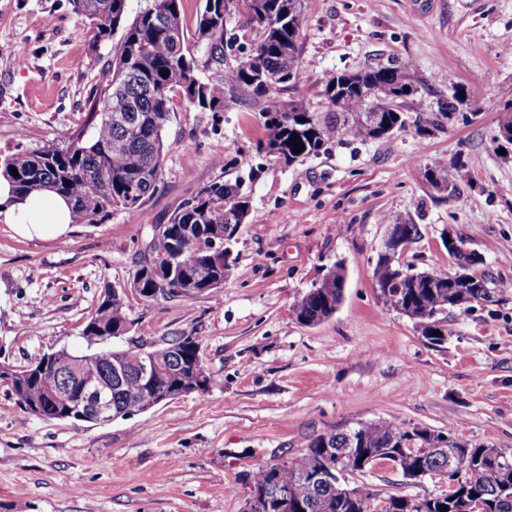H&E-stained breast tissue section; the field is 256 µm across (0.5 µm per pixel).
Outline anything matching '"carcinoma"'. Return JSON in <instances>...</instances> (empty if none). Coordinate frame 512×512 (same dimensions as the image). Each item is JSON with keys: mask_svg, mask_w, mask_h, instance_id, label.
<instances>
[{"mask_svg": "<svg viewBox=\"0 0 512 512\" xmlns=\"http://www.w3.org/2000/svg\"><path fill=\"white\" fill-rule=\"evenodd\" d=\"M246 12L244 28L259 34L255 47L236 60L226 74L203 78L201 69L212 58L224 57V23L232 0H204L196 23V43L203 49L197 56L186 46L182 0H147L131 23H126L127 0H71L73 10L83 16L93 31V45L121 36L115 53L104 63L105 82L95 88L88 123L61 142L25 148L3 163V176L10 181L20 200L33 192L48 189L71 206L72 223L94 224L112 215L118 208L140 207L155 190L160 179L164 152L163 133L173 112V96L201 112H222L228 87H244L258 97L268 94L266 81L288 83L301 65V0H243ZM168 76H163V73ZM324 90L331 103L341 100L336 113L343 118L344 129L360 139L382 136L379 126L369 120L372 111L383 109L381 120L388 131L405 129L406 121L398 110V100L418 92L411 65L380 67L355 74L340 72L325 80ZM267 130L269 154L287 164L318 154L320 145L333 138L336 126L320 121L295 100L269 99L262 111ZM304 146L293 152L291 137ZM17 174H12V169ZM250 204L244 200L239 183L213 182L175 211L166 224L152 226L143 245L144 260L132 275V285L147 290L165 279L163 264L154 257L162 246L180 255L186 277L195 293L186 301L201 297L215 299L230 275L232 261L224 254L194 249V242L207 240L214 232H227L233 239L244 223ZM400 236L415 241L420 227L387 218ZM343 269L335 265L318 286L293 306V315L303 325H315L336 310L337 281ZM374 282L389 288L384 304L409 318L420 319L422 336L431 341L448 333L443 320L433 317L436 310L468 309L481 299L490 300V288L481 276L470 275L464 288L447 285L439 288L419 279L417 283L398 279V267L378 260L373 269ZM128 305L117 294L102 297L82 330L84 336L118 337L130 328ZM168 351L160 362L157 387L166 391L190 390L200 379L210 375L200 355L187 338L172 336ZM142 355L130 348L102 349L96 357L76 365L77 383L87 387L112 384V407L133 415L150 407L154 392L141 380ZM125 367L123 377L115 380L112 364ZM59 378L56 372H32L13 383L39 405L42 416L56 420L83 421L77 410L50 395ZM421 437L422 447L405 453L398 443ZM368 459L398 457L399 472L414 482V477L429 470H441L446 455L435 441L418 430L398 423L384 422L357 429ZM472 475L459 491L478 494L490 502L488 512H512V489L502 492V485L512 486V453L504 456L494 445L469 446ZM324 459L321 436L309 440L306 449L292 460L259 467L252 476L253 486L246 512H374L369 502L350 497L341 484H328L309 498L301 492L303 475ZM402 505L395 512H454L443 510L448 499L440 494L423 496L392 495Z\"/></svg>", "mask_w": 512, "mask_h": 512, "instance_id": "cac0c4a2", "label": "carcinoma"}]
</instances>
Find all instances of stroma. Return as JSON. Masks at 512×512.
I'll return each instance as SVG.
<instances>
[{
    "label": "stroma",
    "mask_w": 512,
    "mask_h": 512,
    "mask_svg": "<svg viewBox=\"0 0 512 512\" xmlns=\"http://www.w3.org/2000/svg\"><path fill=\"white\" fill-rule=\"evenodd\" d=\"M302 64L280 91L322 120L336 109L323 76L412 62L418 92L404 130L340 131L318 155H266L265 99L226 91L219 113L174 101L162 172L140 208L76 225L67 242L27 240L0 222V364L90 348L82 329L105 289L129 284L151 226L215 181L239 183L250 214L218 299L129 296L131 336H199L207 390L104 424L24 411L0 385V512H244L246 474L304 451L316 435L397 422L512 452V0H302ZM238 4L225 23L223 72L256 43ZM114 41L93 44L70 0H0V162L61 141L86 121ZM479 85L456 112L454 91ZM447 169L454 191L430 169ZM418 224L407 259L453 272L445 229L478 255L499 300L443 315L428 343L389 309L372 278L386 217ZM343 262L336 312L300 324L294 304ZM381 496L438 492L381 467L350 478Z\"/></svg>",
    "instance_id": "stroma-1"
}]
</instances>
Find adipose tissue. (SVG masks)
Masks as SVG:
<instances>
[{
	"label": "adipose tissue",
	"instance_id": "adipose-tissue-1",
	"mask_svg": "<svg viewBox=\"0 0 512 512\" xmlns=\"http://www.w3.org/2000/svg\"><path fill=\"white\" fill-rule=\"evenodd\" d=\"M0 221L10 224L25 238L64 242L73 229L71 212L65 199L44 191L16 200L7 178L0 176Z\"/></svg>",
	"mask_w": 512,
	"mask_h": 512
}]
</instances>
